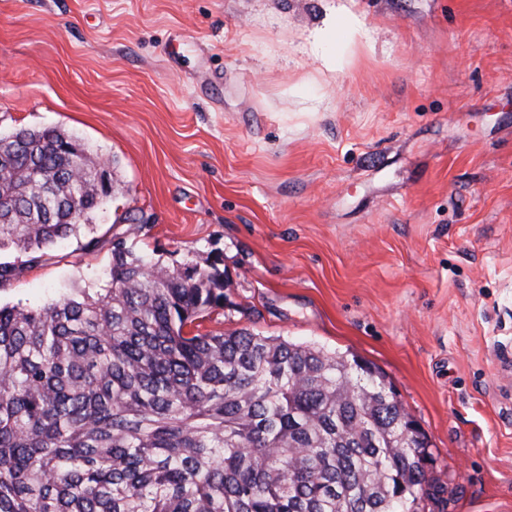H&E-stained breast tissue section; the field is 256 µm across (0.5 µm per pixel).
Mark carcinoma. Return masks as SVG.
<instances>
[{
	"mask_svg": "<svg viewBox=\"0 0 512 512\" xmlns=\"http://www.w3.org/2000/svg\"><path fill=\"white\" fill-rule=\"evenodd\" d=\"M104 165L58 128L0 136V287L93 232ZM107 288L0 305V512H418L430 442L372 363L249 331L217 262L112 242Z\"/></svg>",
	"mask_w": 512,
	"mask_h": 512,
	"instance_id": "cac0c4a2",
	"label": "carcinoma"
}]
</instances>
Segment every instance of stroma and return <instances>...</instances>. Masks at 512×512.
<instances>
[{
  "instance_id": "obj_1",
  "label": "stroma",
  "mask_w": 512,
  "mask_h": 512,
  "mask_svg": "<svg viewBox=\"0 0 512 512\" xmlns=\"http://www.w3.org/2000/svg\"><path fill=\"white\" fill-rule=\"evenodd\" d=\"M341 8L365 36L335 69ZM21 127L80 138L113 192L95 247L0 301L106 287L118 237L218 262L200 332L374 363L431 442L423 512H512V0H0Z\"/></svg>"
}]
</instances>
